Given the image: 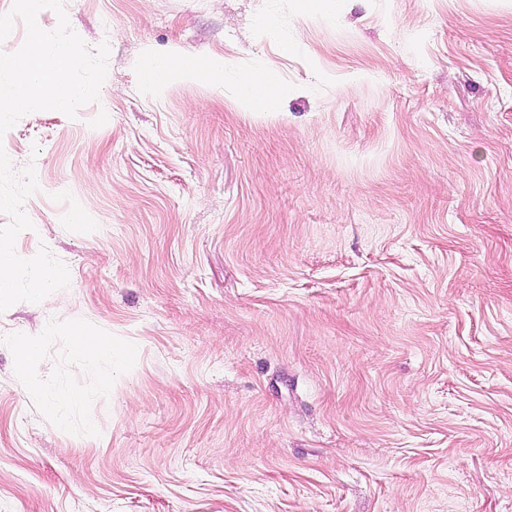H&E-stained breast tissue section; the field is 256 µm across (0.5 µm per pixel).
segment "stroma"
Listing matches in <instances>:
<instances>
[{"mask_svg":"<svg viewBox=\"0 0 512 512\" xmlns=\"http://www.w3.org/2000/svg\"><path fill=\"white\" fill-rule=\"evenodd\" d=\"M64 4L108 73L0 139L70 271L0 313V512H512V0ZM177 55H161L151 57L142 70L143 84L146 87H160L174 78L202 81L211 85H219L223 79L224 58L207 56L201 66L173 67L171 61ZM158 75V77L154 75ZM239 83L245 101L254 112H265L284 94V86L274 71L242 73ZM40 336L23 334L14 338V345L21 365H31L36 362L40 352Z\"/></svg>","mask_w":512,"mask_h":512,"instance_id":"35a3bbf8","label":"stroma"}]
</instances>
